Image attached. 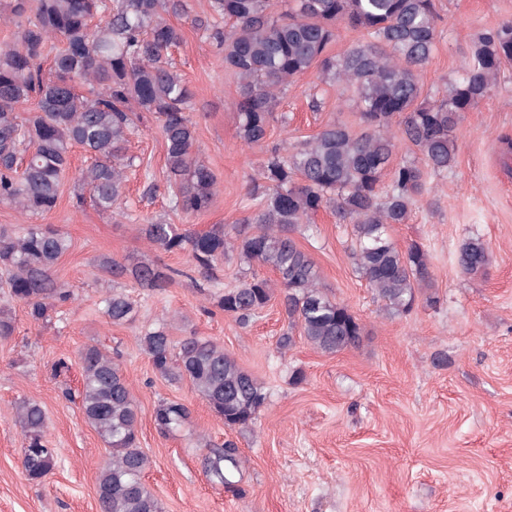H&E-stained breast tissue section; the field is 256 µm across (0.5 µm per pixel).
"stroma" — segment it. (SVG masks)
<instances>
[{"label": "stroma", "instance_id": "1", "mask_svg": "<svg viewBox=\"0 0 512 512\" xmlns=\"http://www.w3.org/2000/svg\"><path fill=\"white\" fill-rule=\"evenodd\" d=\"M435 5L437 42L421 76L430 100L457 77L478 35L512 21V0ZM177 24L184 41L170 57L190 91L194 150L217 177L209 209L174 208L160 123L152 116L130 139L135 163L119 218L91 202L77 204L74 173L86 158L79 148L51 211L28 216L0 203V225L52 224L67 233L71 246L54 277L74 293L44 325L31 323L23 304L10 305L17 329L0 338V512H98L97 477L109 448L73 398L82 384L79 353L89 345L109 353L128 379L150 460L144 482L162 512H512V63L489 96L464 113L454 167L428 176L408 223L389 230L398 248L416 242L428 251L437 305L420 298L410 314L388 316L349 257L351 225L321 210L294 239L364 334L338 354L302 340L283 354L277 340L287 321L277 302L245 327L216 305L219 294L244 280L236 259L219 262L206 278L192 271L188 252L145 238L152 222L182 233L220 225L235 235L254 209L249 189L265 159L263 149L239 136V84L221 52L190 18ZM278 109L288 122L273 125L272 144L308 139L333 120L358 123L356 96L319 82L314 70L289 87ZM470 238L481 239L489 253L477 276L454 261ZM107 258L179 275L153 291L129 275L111 278L101 266ZM112 289L134 302L133 321L114 325L104 316L102 300ZM162 321L174 341L213 339L262 383L268 400L252 429L225 427L188 382L153 369L140 338ZM24 399L42 405L46 438L58 454L56 469L38 485L21 468L14 406ZM170 400L187 405L190 415L182 430L165 434L153 415ZM227 441L239 461L233 493L207 474L209 446Z\"/></svg>", "mask_w": 512, "mask_h": 512}]
</instances>
